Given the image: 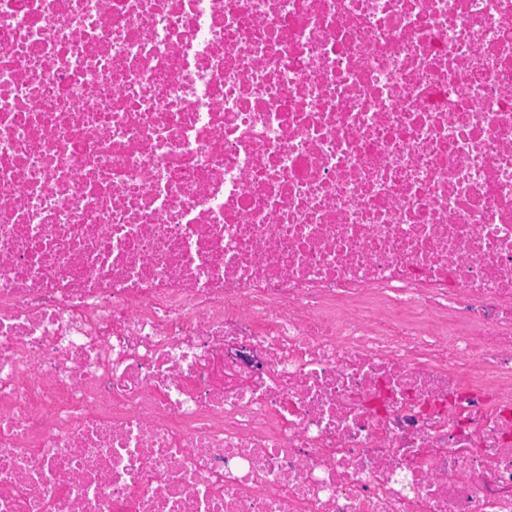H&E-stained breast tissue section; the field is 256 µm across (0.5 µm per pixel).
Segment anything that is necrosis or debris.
I'll use <instances>...</instances> for the list:
<instances>
[{"label": "necrosis or debris", "instance_id": "necrosis-or-debris-1", "mask_svg": "<svg viewBox=\"0 0 512 512\" xmlns=\"http://www.w3.org/2000/svg\"><path fill=\"white\" fill-rule=\"evenodd\" d=\"M0 512H512V0H0Z\"/></svg>", "mask_w": 512, "mask_h": 512}]
</instances>
